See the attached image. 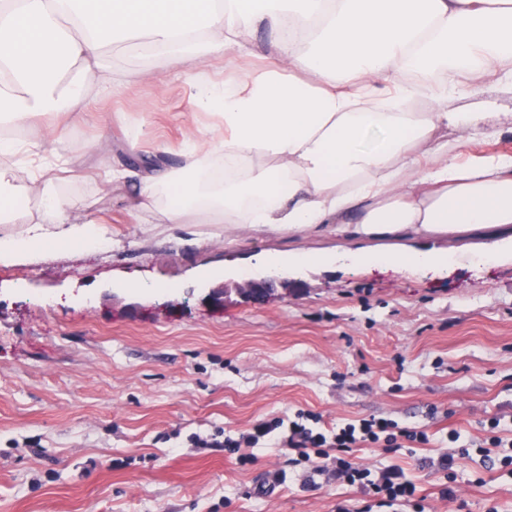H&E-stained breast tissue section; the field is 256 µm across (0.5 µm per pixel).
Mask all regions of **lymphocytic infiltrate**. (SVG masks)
Masks as SVG:
<instances>
[{
	"label": "lymphocytic infiltrate",
	"mask_w": 512,
	"mask_h": 512,
	"mask_svg": "<svg viewBox=\"0 0 512 512\" xmlns=\"http://www.w3.org/2000/svg\"><path fill=\"white\" fill-rule=\"evenodd\" d=\"M318 417L311 412H298L293 420L276 417L254 425L251 432L236 436L207 440L210 448H221L235 455L239 465L252 463L250 454L261 438L278 434L279 443L287 448L288 463L299 466L317 459H331L337 479L357 487L365 497L360 508L346 502L336 504V512H372L373 505L392 506L406 503L414 512H424L425 499L419 494L415 481L408 478L402 468L390 466L375 472L354 461L351 451L358 447L379 448L396 452L404 448H418L432 443L426 430L399 425L385 417L362 418L325 433L314 427Z\"/></svg>",
	"instance_id": "f902f5d3"
}]
</instances>
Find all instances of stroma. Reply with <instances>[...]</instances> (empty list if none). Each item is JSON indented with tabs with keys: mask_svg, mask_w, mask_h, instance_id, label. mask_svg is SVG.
Listing matches in <instances>:
<instances>
[{
	"mask_svg": "<svg viewBox=\"0 0 512 512\" xmlns=\"http://www.w3.org/2000/svg\"><path fill=\"white\" fill-rule=\"evenodd\" d=\"M245 37L255 51L246 60L228 52L193 64L132 44L106 48L119 80L111 92L87 86L77 113L8 128L30 148L13 159L20 169L51 156L57 136L77 150L67 173L17 182L22 207L0 222V236L40 220L51 195L106 222L109 241L0 265V512H333L337 500L358 503L355 487L289 469L276 440L262 439L243 468L192 442L300 410L328 428L374 415L428 429L431 445L353 455L375 471L403 468L426 490L428 512H512V466H488L476 450L457 455L448 499L442 474L424 465L455 452L452 429L478 440L497 417L512 438L511 263L424 276L396 264L362 271L336 254L363 258L393 251L392 242L340 240L329 227L292 236L245 228L228 245L223 225L169 224L159 208L138 223L133 186H108L112 166L143 156L181 170L187 130L204 137L220 123L194 105L199 80L258 70L277 55L266 29ZM411 103L420 112L439 104ZM488 103L503 115L501 133L460 145L461 159L512 153V96L486 87L439 104L479 112ZM294 254L314 262L285 264ZM272 270L288 291L209 296ZM281 470L285 483L265 490Z\"/></svg>",
	"mask_w": 512,
	"mask_h": 512,
	"instance_id": "1",
	"label": "stroma"
}]
</instances>
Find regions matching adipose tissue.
I'll use <instances>...</instances> for the list:
<instances>
[{
	"label": "adipose tissue",
	"mask_w": 512,
	"mask_h": 512,
	"mask_svg": "<svg viewBox=\"0 0 512 512\" xmlns=\"http://www.w3.org/2000/svg\"><path fill=\"white\" fill-rule=\"evenodd\" d=\"M257 26L274 34L278 55L261 71L201 83L196 106L221 123L207 138L187 135L183 176L116 167L110 183L139 178L147 214L174 191L169 223L208 212L228 238L238 224L291 235L330 224L360 241L476 238L463 260L512 255V154L463 161L455 151L495 136L498 113L363 108L383 94L477 93L474 70L512 95V0H0V124L75 111L88 79L111 84L104 45L142 39L183 59L246 55L242 33ZM219 152L224 182L200 191ZM72 210L46 196L43 220L0 239V264L100 247L105 230Z\"/></svg>",
	"instance_id": "ef3b65f1"
}]
</instances>
